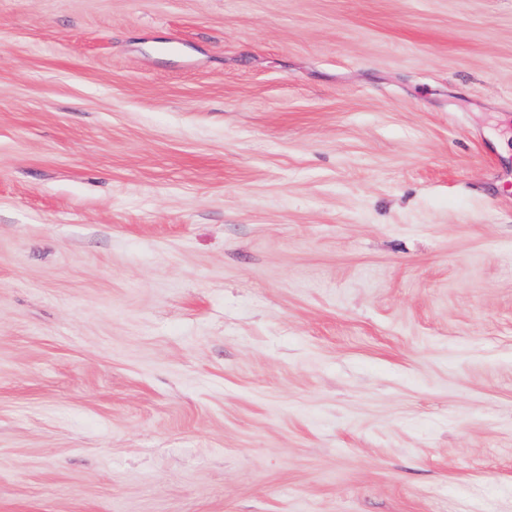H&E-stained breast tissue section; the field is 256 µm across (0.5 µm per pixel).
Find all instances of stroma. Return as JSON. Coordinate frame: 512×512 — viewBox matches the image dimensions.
I'll return each instance as SVG.
<instances>
[{
	"label": "stroma",
	"instance_id": "35a3bbf8",
	"mask_svg": "<svg viewBox=\"0 0 512 512\" xmlns=\"http://www.w3.org/2000/svg\"><path fill=\"white\" fill-rule=\"evenodd\" d=\"M0 512H512V0H0Z\"/></svg>",
	"mask_w": 512,
	"mask_h": 512
}]
</instances>
